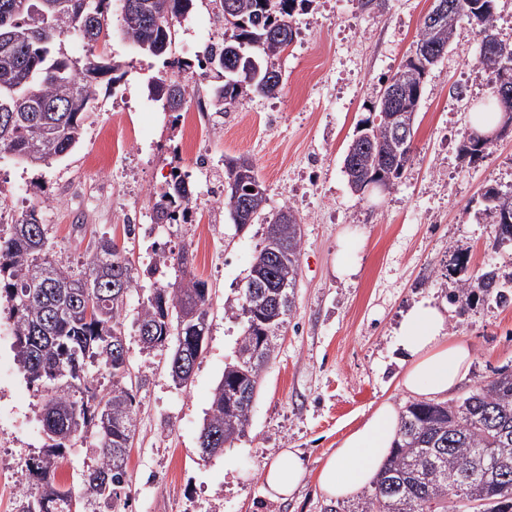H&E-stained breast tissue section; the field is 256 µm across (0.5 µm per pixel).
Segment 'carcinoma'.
Here are the masks:
<instances>
[{
  "label": "carcinoma",
  "mask_w": 512,
  "mask_h": 512,
  "mask_svg": "<svg viewBox=\"0 0 512 512\" xmlns=\"http://www.w3.org/2000/svg\"><path fill=\"white\" fill-rule=\"evenodd\" d=\"M97 19L80 13V0H64L54 15H43L41 0H28L25 10L0 24V39L12 44L0 51V98L26 97L29 111L0 112V153H9L34 165H50L81 140L83 114L101 83L111 86L122 75L121 65L96 53L97 40L110 31V0H100ZM231 19L224 20L231 34L220 53L208 45L202 58L223 75L213 95V113L224 116L226 106L249 94L274 96L282 86L279 71L268 65L297 31L296 12L313 0H234ZM193 0H152L144 17L139 11L123 15V34L140 50L164 54L171 29L192 9ZM484 42L496 36L495 14L473 19ZM77 32L86 45L81 58L54 50L57 40ZM512 109V99L495 96L481 100L474 112ZM401 104L378 100L369 116L360 120L356 136L369 137L374 150H361L349 162L359 181L383 178L398 183L413 155V144L401 146L393 133V116ZM239 179L257 190L246 195V214L233 220L239 230L259 221L266 223L263 241L250 269L257 287L243 285L238 297L224 303V315L242 325L233 359L225 364L199 435V449L213 455L244 436L262 372L273 358L276 342L288 324L294 289L283 291L280 305L260 304L267 292L264 282L293 283L299 276L302 229L294 210L282 207L272 219L265 216L267 197L259 178L239 166ZM484 197L487 216L501 244L512 245V223H499L500 214H512V186L489 185ZM153 217L166 224L189 221L192 190L186 175L172 174L153 192ZM283 246L272 252V240ZM154 269L178 272L174 282L153 289L137 312L136 328L148 352L171 348L167 371L172 383L187 387L194 366L205 349L199 318L179 321V311L203 315L210 306L206 281L187 277L191 265L186 247L158 246ZM40 277L46 288H29ZM138 274L112 240H100L86 258V270L72 274L50 258L46 225L32 207L9 234H0V300L8 304L13 325V351L28 383L41 392L39 418L45 445L31 464L36 492L25 496L19 512H78L81 498L121 499L128 486V449L136 429L135 395L123 377L127 349L117 348L115 337L124 335L122 312ZM498 304L512 300V270L493 268L473 285L464 280L454 300L466 301L473 287ZM112 376V389L100 393L89 372L92 365ZM92 436L98 461L85 475L81 490L57 481V469L68 449ZM470 486L483 500L480 512H512V370H504L451 402H411L400 415L398 440L371 494L359 508L348 512H461L456 489Z\"/></svg>",
  "instance_id": "carcinoma-1"
}]
</instances>
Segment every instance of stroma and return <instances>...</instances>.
<instances>
[{"label":"stroma","instance_id":"stroma-1","mask_svg":"<svg viewBox=\"0 0 512 512\" xmlns=\"http://www.w3.org/2000/svg\"><path fill=\"white\" fill-rule=\"evenodd\" d=\"M123 0H112V32L102 52L124 76L101 88L85 114L81 142L51 167H33L0 154V232L41 207L53 257L80 273L89 247L113 240L141 276L123 312L128 359L135 377L136 433L128 453V504L93 500L81 512H348L331 504L315 473L338 442L380 403L404 406L403 371L393 329L414 302L431 298L448 307V333L473 348L468 376L451 391L459 398L501 368L512 369V302L498 305L475 291L454 303L460 279L477 280L492 266L512 264L489 226L485 186L512 184V132L484 158L469 161L460 145L470 103L487 91L479 41L467 20L457 24L445 58L427 74L415 116L413 161L384 194L355 195L342 157L367 105L413 49L431 0H386L382 9L360 0H313L295 16L298 35L273 60L282 88L228 106L223 125L197 116L194 148L171 112L151 98L149 81L195 86L210 96L215 74L195 79L138 51L122 32ZM224 39V22L208 0H194L176 26L172 58L194 59L201 32ZM111 152L103 171L90 159ZM209 159L199 169L196 155ZM253 160L267 196L266 213L292 207L302 222V250L294 308L263 374L245 437L205 457L199 433L213 391L241 334L224 315L262 240L260 224L236 231L223 207L212 223L156 224L152 192L173 169L188 171L194 200L209 203L224 159ZM134 233H127V225ZM187 247L191 270L211 292L210 330L188 388L167 373L168 350L145 352L134 320L156 286L146 267L154 244ZM350 259L355 271L338 267ZM12 323L0 304V512H16L34 489L28 465L42 450L40 398L19 371L11 349ZM284 448L301 451L309 473L287 501L264 497L260 471Z\"/></svg>","mask_w":512,"mask_h":512}]
</instances>
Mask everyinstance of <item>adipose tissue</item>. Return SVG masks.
Instances as JSON below:
<instances>
[{
    "mask_svg": "<svg viewBox=\"0 0 512 512\" xmlns=\"http://www.w3.org/2000/svg\"><path fill=\"white\" fill-rule=\"evenodd\" d=\"M448 314L431 299L416 303L395 330L402 355L401 385L412 395L436 398L454 390L465 378L472 350L449 336ZM399 429V412L389 401L379 404L339 444L317 471V485L331 500L358 498L372 486L390 455ZM308 474L307 463L293 448L282 449L261 472L264 494L287 500Z\"/></svg>",
    "mask_w": 512,
    "mask_h": 512,
    "instance_id": "ef3b65f1",
    "label": "adipose tissue"
}]
</instances>
